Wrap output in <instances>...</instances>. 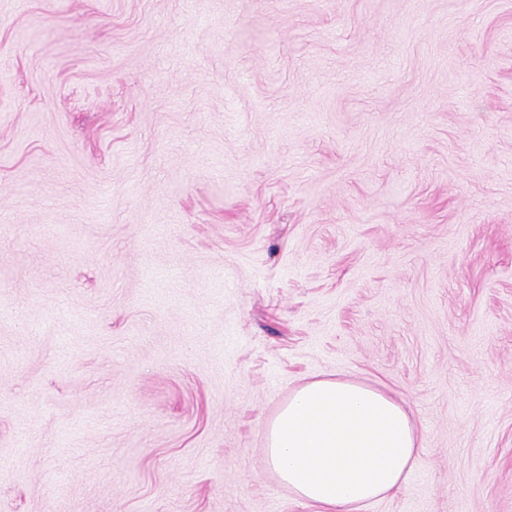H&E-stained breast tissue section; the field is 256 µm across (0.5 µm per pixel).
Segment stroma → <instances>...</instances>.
<instances>
[{
	"mask_svg": "<svg viewBox=\"0 0 512 512\" xmlns=\"http://www.w3.org/2000/svg\"><path fill=\"white\" fill-rule=\"evenodd\" d=\"M0 512H312L335 374L512 512V0H0Z\"/></svg>",
	"mask_w": 512,
	"mask_h": 512,
	"instance_id": "35a3bbf8",
	"label": "stroma"
}]
</instances>
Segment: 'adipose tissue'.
Instances as JSON below:
<instances>
[{"mask_svg":"<svg viewBox=\"0 0 512 512\" xmlns=\"http://www.w3.org/2000/svg\"><path fill=\"white\" fill-rule=\"evenodd\" d=\"M423 451L405 401L334 375L301 384L267 425L270 469L319 512H361L401 489Z\"/></svg>","mask_w":512,"mask_h":512,"instance_id":"adipose-tissue-1","label":"adipose tissue"}]
</instances>
